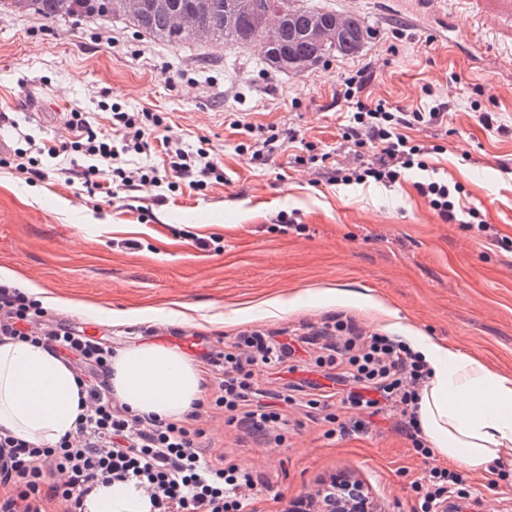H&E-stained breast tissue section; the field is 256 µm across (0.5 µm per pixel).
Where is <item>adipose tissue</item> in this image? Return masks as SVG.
Returning a JSON list of instances; mask_svg holds the SVG:
<instances>
[{
    "label": "adipose tissue",
    "instance_id": "obj_1",
    "mask_svg": "<svg viewBox=\"0 0 512 512\" xmlns=\"http://www.w3.org/2000/svg\"><path fill=\"white\" fill-rule=\"evenodd\" d=\"M412 343L429 370L417 415L431 448L471 471L512 461V375L426 336ZM111 393L134 413L179 419L203 396L201 370L177 349L131 344L112 359ZM79 413V387L64 360L28 342L0 343V427L50 446L75 433ZM150 509L131 483L97 487L85 501V512Z\"/></svg>",
    "mask_w": 512,
    "mask_h": 512
}]
</instances>
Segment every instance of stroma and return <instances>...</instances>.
<instances>
[{
  "label": "stroma",
  "instance_id": "1",
  "mask_svg": "<svg viewBox=\"0 0 512 512\" xmlns=\"http://www.w3.org/2000/svg\"><path fill=\"white\" fill-rule=\"evenodd\" d=\"M421 0H302L364 18L372 37L352 58L332 57L302 72H274L252 45L189 41L178 47L118 16L47 21L0 11V267L47 294L94 306L95 316L54 320L120 349L153 342L199 345L204 392L213 356L241 332L265 329L293 342L349 320L395 339L428 336L512 374V0H443L463 40L440 38ZM360 77L363 93L404 107L448 101L443 120L410 130L441 145L430 168L460 184L488 226L444 222L414 188L329 182L312 156L345 151L336 90ZM116 112H150L161 123L152 147L120 167L165 172L163 139L189 153L205 149L215 178L191 189L149 184L110 199L64 169L89 157L62 151L82 115L112 137ZM491 113L492 126L480 117ZM252 124L230 127L231 117ZM292 129L291 143L264 162L243 146ZM40 156L37 177L11 166L15 152ZM128 320L113 324L111 311ZM322 373L275 370L263 388L293 386L292 422L281 443H265L200 409L209 453L250 468L256 512H292L334 477L361 481L376 512H420L412 488L425 464L396 419L371 417L363 431L328 436L326 412H351L330 398L310 408L304 380ZM468 512H512V465L463 471Z\"/></svg>",
  "mask_w": 512,
  "mask_h": 512
}]
</instances>
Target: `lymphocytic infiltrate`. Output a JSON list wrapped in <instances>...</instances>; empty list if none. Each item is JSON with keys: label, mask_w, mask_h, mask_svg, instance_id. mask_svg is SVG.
Wrapping results in <instances>:
<instances>
[{"label": "lymphocytic infiltrate", "mask_w": 512, "mask_h": 512, "mask_svg": "<svg viewBox=\"0 0 512 512\" xmlns=\"http://www.w3.org/2000/svg\"><path fill=\"white\" fill-rule=\"evenodd\" d=\"M353 104L343 135L356 163L339 166L330 154L320 156L329 181L362 184L399 183L405 171L428 168L431 149L413 142L407 129L443 116L449 104L436 101L430 109H406L384 100L361 98L359 87L346 84L340 91ZM112 123L123 132L121 140L104 141L89 123L77 127L91 165L72 170L84 184L114 197L134 182L117 167L120 154L149 146L151 130L146 117L116 112ZM215 169L206 151L188 154L176 150L171 174L189 187L206 186ZM415 188L430 208L446 222L467 224L478 219L477 208L462 202L460 185L427 175ZM323 356L317 364H336L343 371L336 383L348 391L341 402L356 411L346 422L336 414L325 417L331 435L342 436L366 427L369 417L399 412L400 426L415 453L431 458L421 435L415 409L428 372L405 343L376 333L334 323ZM22 340L63 355L73 365L82 385L81 412L75 434L42 447L0 428V512H50L54 503L66 512H82L83 500L97 486L132 482L150 500L153 512H254L252 471L223 456L210 457L201 448L204 431L195 427L197 412L186 420L170 422L153 415H136L116 401L109 378L113 350L102 342L53 320L21 289L0 283V341ZM294 350L261 330L243 332L224 350V362L214 378V404L224 409L228 425L247 434L282 439L288 419L282 405L293 398L287 390L261 389V372L285 366ZM460 474L434 466L412 484L420 496L421 512H435L446 493L462 483Z\"/></svg>", "instance_id": "1"}]
</instances>
